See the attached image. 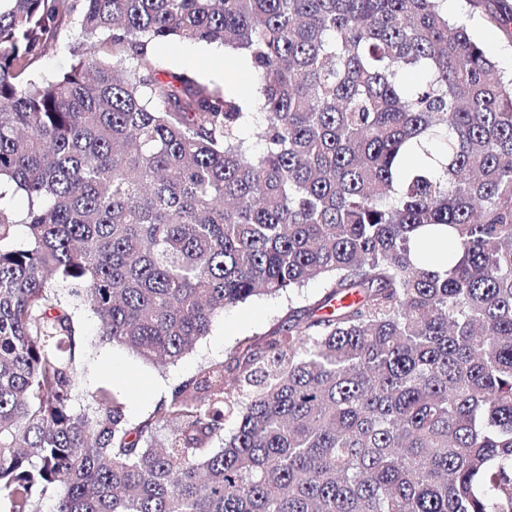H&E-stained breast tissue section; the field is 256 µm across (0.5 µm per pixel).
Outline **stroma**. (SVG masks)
I'll use <instances>...</instances> for the list:
<instances>
[{"instance_id":"obj_1","label":"stroma","mask_w":512,"mask_h":512,"mask_svg":"<svg viewBox=\"0 0 512 512\" xmlns=\"http://www.w3.org/2000/svg\"><path fill=\"white\" fill-rule=\"evenodd\" d=\"M468 23L487 56L500 71L511 75L512 24L499 25L480 11L473 12ZM154 58L168 70L206 68L208 78L219 84L224 81L225 71H233V91L247 100L259 95V86L247 68L222 46L189 41L161 43L154 50ZM324 287V282L317 280L289 294L260 296L239 304L227 310L189 354L165 366L145 362L123 347L99 345L97 322L93 317H86L83 333L88 348L78 369L79 387L88 394L99 385H109L123 403L127 421L138 423L167 398L175 384L194 375L209 361L223 358L225 351L238 343L262 340L285 321L290 310L316 302L323 295Z\"/></svg>"}]
</instances>
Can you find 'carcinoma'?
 <instances>
[{
  "instance_id": "carcinoma-1",
  "label": "carcinoma",
  "mask_w": 512,
  "mask_h": 512,
  "mask_svg": "<svg viewBox=\"0 0 512 512\" xmlns=\"http://www.w3.org/2000/svg\"><path fill=\"white\" fill-rule=\"evenodd\" d=\"M445 2L0 0L8 512H512V76ZM163 41L224 46L259 100ZM313 280L144 420L76 408L83 315L175 362ZM77 47L78 44L75 38L70 36L68 31L64 33L57 51L44 58L39 64V74L51 77L67 69L74 58L73 55L77 51Z\"/></svg>"
}]
</instances>
